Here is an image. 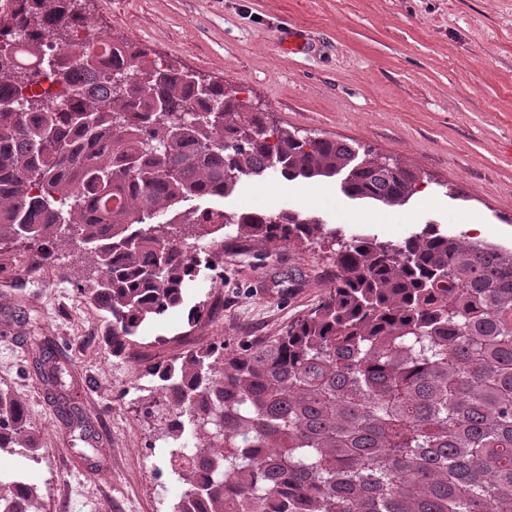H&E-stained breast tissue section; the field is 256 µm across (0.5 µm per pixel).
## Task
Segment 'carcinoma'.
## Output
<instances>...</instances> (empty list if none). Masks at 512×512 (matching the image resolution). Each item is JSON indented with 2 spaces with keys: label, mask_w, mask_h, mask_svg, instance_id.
Returning a JSON list of instances; mask_svg holds the SVG:
<instances>
[{
  "label": "carcinoma",
  "mask_w": 512,
  "mask_h": 512,
  "mask_svg": "<svg viewBox=\"0 0 512 512\" xmlns=\"http://www.w3.org/2000/svg\"><path fill=\"white\" fill-rule=\"evenodd\" d=\"M75 0H0V270L89 255L75 284L121 356L140 326L184 302L201 229L227 242L336 246L317 306L278 336L191 349L148 364L146 415L165 411L171 512H512V249L428 222L399 241L347 235L290 210L206 208L149 220L191 197L224 198L244 176L345 171L351 198L402 205L419 176L365 165L336 140L267 127L221 83L142 49L83 42L40 84L44 38L74 27ZM43 381L71 404L66 366L43 349ZM37 458L24 403L0 391V452ZM0 512H41L38 488L0 476Z\"/></svg>",
  "instance_id": "1"
}]
</instances>
